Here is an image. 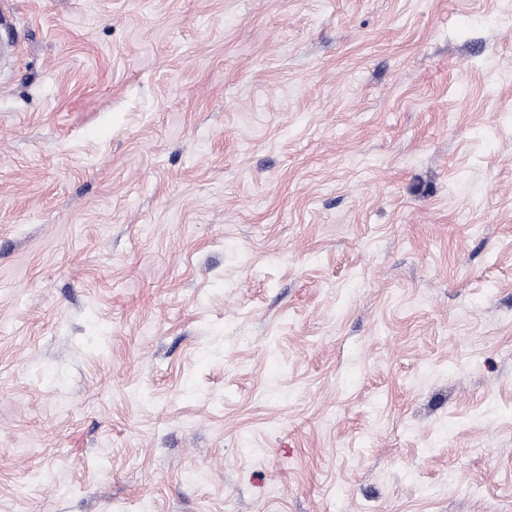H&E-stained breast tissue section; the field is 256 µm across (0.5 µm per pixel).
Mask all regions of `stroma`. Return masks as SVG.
<instances>
[{"instance_id": "obj_1", "label": "stroma", "mask_w": 512, "mask_h": 512, "mask_svg": "<svg viewBox=\"0 0 512 512\" xmlns=\"http://www.w3.org/2000/svg\"><path fill=\"white\" fill-rule=\"evenodd\" d=\"M0 512H512V0H0Z\"/></svg>"}]
</instances>
